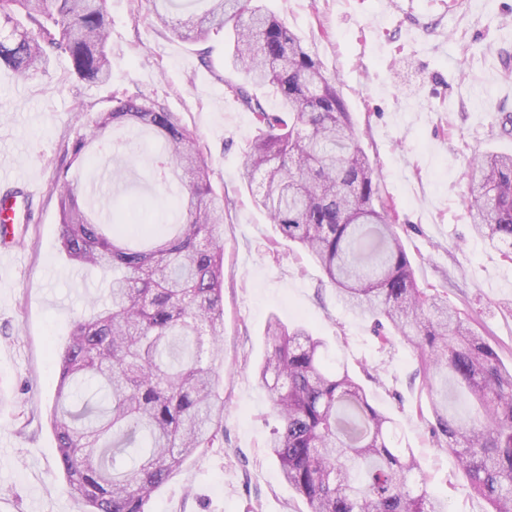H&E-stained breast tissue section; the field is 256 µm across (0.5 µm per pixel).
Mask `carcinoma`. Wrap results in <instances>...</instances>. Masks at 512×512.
<instances>
[{
  "instance_id": "1",
  "label": "carcinoma",
  "mask_w": 512,
  "mask_h": 512,
  "mask_svg": "<svg viewBox=\"0 0 512 512\" xmlns=\"http://www.w3.org/2000/svg\"><path fill=\"white\" fill-rule=\"evenodd\" d=\"M108 0H0V68L29 78L65 55L77 77L110 78ZM172 25L182 41L229 29L224 85L251 112L257 134L243 150L240 178L255 205L301 246L356 312L389 333L380 340L419 353L415 376L464 387L472 411L448 413L431 397L432 433L453 453L489 512H512V368L437 289L420 284L398 234L394 205L380 193L376 163L352 130L335 78L274 14L253 0H202ZM270 86L279 108L253 91ZM116 127L153 132L156 183L178 172L175 222L155 229L113 207L108 222L89 212L79 183L55 177L60 239L69 259L112 273L109 302L77 317L59 354L52 415L67 491L87 512H146L154 493L199 449L224 437V196L208 158L177 113L145 97L113 99L73 145L91 157ZM468 207L476 236L512 255V154L469 160ZM257 381L280 421L269 441L288 487L308 512H447L429 494L414 453L392 438L394 419L378 411L347 365L331 368L323 341L278 318L265 327Z\"/></svg>"
}]
</instances>
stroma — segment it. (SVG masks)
I'll use <instances>...</instances> for the list:
<instances>
[{
  "label": "stroma",
  "instance_id": "stroma-1",
  "mask_svg": "<svg viewBox=\"0 0 512 512\" xmlns=\"http://www.w3.org/2000/svg\"><path fill=\"white\" fill-rule=\"evenodd\" d=\"M286 21L321 62L378 165L383 195L415 274L468 313L500 358L512 365V261L473 233L466 204L468 160L512 153V0H257ZM112 78L78 81L53 57L29 79L0 69V176L20 175L38 190L30 219L16 225L12 255L0 257V512H85L57 467L49 421L57 354L74 317L104 300L95 268L74 266L60 248L57 171L72 162L82 126L113 97L144 96L178 113L210 161L213 188L232 206L224 215V444L191 457L153 497L148 512H307L267 453L277 420L256 379L270 316L304 325L361 378L375 407L398 422L429 492L448 512H488L453 454L441 450L418 407L430 394L414 374L417 354L382 345L373 318L349 311L319 266L256 209L240 180L250 112L227 93L228 37L205 45L172 37L153 0H109ZM134 150L85 166L80 184L109 211L124 191L154 196L151 222L172 218L175 187L155 184L158 144L132 134Z\"/></svg>",
  "mask_w": 512,
  "mask_h": 512
}]
</instances>
